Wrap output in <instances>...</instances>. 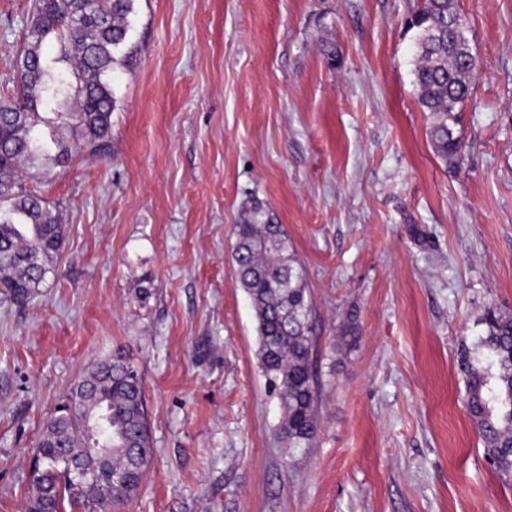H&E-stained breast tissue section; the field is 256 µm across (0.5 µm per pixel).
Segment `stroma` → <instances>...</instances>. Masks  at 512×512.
<instances>
[{
    "label": "stroma",
    "instance_id": "obj_1",
    "mask_svg": "<svg viewBox=\"0 0 512 512\" xmlns=\"http://www.w3.org/2000/svg\"><path fill=\"white\" fill-rule=\"evenodd\" d=\"M478 66L436 155L413 86L421 0H135L112 132L27 179L66 228L0 302V512L74 383L124 350L154 453L112 512H512L458 361L512 316V0H455ZM33 0H0V80ZM262 203L311 298L317 435L278 437L233 227Z\"/></svg>",
    "mask_w": 512,
    "mask_h": 512
}]
</instances>
